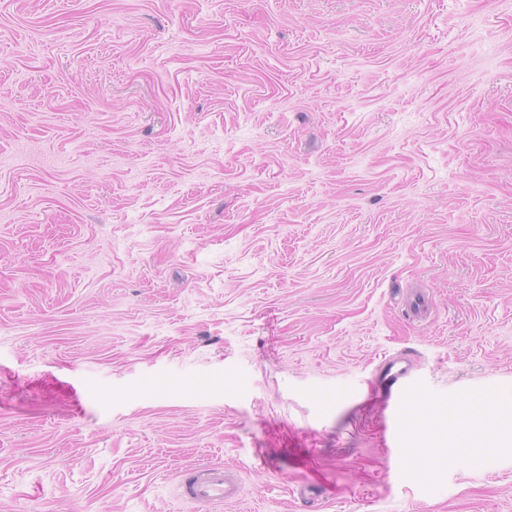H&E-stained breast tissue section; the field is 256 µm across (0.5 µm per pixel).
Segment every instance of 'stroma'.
<instances>
[{
  "mask_svg": "<svg viewBox=\"0 0 512 512\" xmlns=\"http://www.w3.org/2000/svg\"><path fill=\"white\" fill-rule=\"evenodd\" d=\"M506 386L512 0H0V512H512ZM494 422L487 419L475 420L472 424L465 428L461 435L465 444L478 443L481 447H493L491 441L493 435ZM177 492L185 503L212 508L240 496L241 489L233 475L222 465L190 470L179 477Z\"/></svg>",
  "mask_w": 512,
  "mask_h": 512,
  "instance_id": "stroma-1",
  "label": "stroma"
}]
</instances>
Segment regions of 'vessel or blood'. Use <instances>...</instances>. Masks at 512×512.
Masks as SVG:
<instances>
[{"label":"vessel or blood","mask_w":512,"mask_h":512,"mask_svg":"<svg viewBox=\"0 0 512 512\" xmlns=\"http://www.w3.org/2000/svg\"><path fill=\"white\" fill-rule=\"evenodd\" d=\"M177 492L185 503L214 507L239 497L241 489L223 466L210 465L190 470L180 476Z\"/></svg>","instance_id":"vessel-or-blood-1"}]
</instances>
